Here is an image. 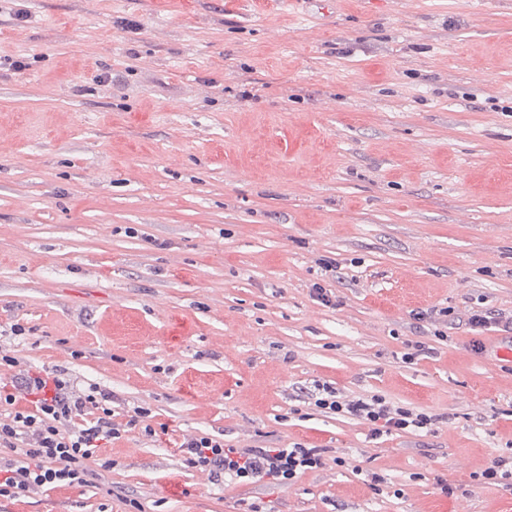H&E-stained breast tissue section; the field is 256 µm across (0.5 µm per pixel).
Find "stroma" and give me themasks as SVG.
Segmentation results:
<instances>
[{
  "mask_svg": "<svg viewBox=\"0 0 512 512\" xmlns=\"http://www.w3.org/2000/svg\"><path fill=\"white\" fill-rule=\"evenodd\" d=\"M16 323L7 354L157 433L0 512H512L479 479L512 455V0H0ZM318 383L437 423L371 436ZM200 433L324 464L217 485Z\"/></svg>",
  "mask_w": 512,
  "mask_h": 512,
  "instance_id": "1",
  "label": "stroma"
}]
</instances>
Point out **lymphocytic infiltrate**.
Masks as SVG:
<instances>
[{
	"label": "lymphocytic infiltrate",
	"instance_id": "1",
	"mask_svg": "<svg viewBox=\"0 0 512 512\" xmlns=\"http://www.w3.org/2000/svg\"><path fill=\"white\" fill-rule=\"evenodd\" d=\"M29 404L19 406L18 391ZM309 400L316 408L352 415L386 430H430L432 416L394 406L382 398L346 400L326 384H315ZM149 412L137 406L128 421L112 420V395L91 386L77 394L58 371L27 372L19 384H0V499L35 488L89 486L112 467L105 452L114 439L139 428L152 434ZM186 462L216 478L238 484L265 480L288 484L323 465L322 451L296 443L287 448H232L200 436L181 445Z\"/></svg>",
	"mask_w": 512,
	"mask_h": 512
}]
</instances>
